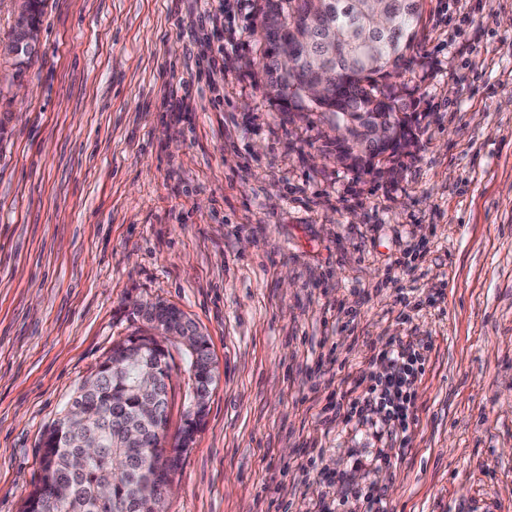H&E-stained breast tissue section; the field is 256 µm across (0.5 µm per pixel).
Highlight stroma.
Returning a JSON list of instances; mask_svg holds the SVG:
<instances>
[{
  "mask_svg": "<svg viewBox=\"0 0 512 512\" xmlns=\"http://www.w3.org/2000/svg\"><path fill=\"white\" fill-rule=\"evenodd\" d=\"M261 0H47L0 79V512L43 431L160 298L218 379L166 512H512V0H424L419 123L395 176L282 112ZM424 364L406 444L337 417L385 345ZM168 438L187 404L168 342Z\"/></svg>",
  "mask_w": 512,
  "mask_h": 512,
  "instance_id": "35a3bbf8",
  "label": "stroma"
}]
</instances>
